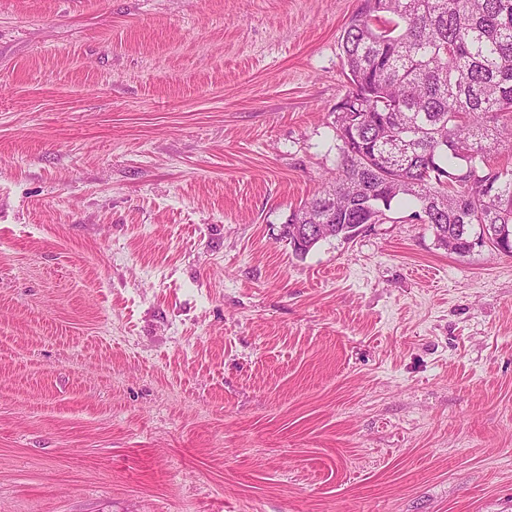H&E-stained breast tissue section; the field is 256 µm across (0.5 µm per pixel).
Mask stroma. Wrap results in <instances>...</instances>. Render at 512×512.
Segmentation results:
<instances>
[{"label": "stroma", "instance_id": "35a3bbf8", "mask_svg": "<svg viewBox=\"0 0 512 512\" xmlns=\"http://www.w3.org/2000/svg\"><path fill=\"white\" fill-rule=\"evenodd\" d=\"M361 0H0V512H512V256L295 257Z\"/></svg>", "mask_w": 512, "mask_h": 512}]
</instances>
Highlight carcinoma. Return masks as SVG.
Returning a JSON list of instances; mask_svg holds the SVG:
<instances>
[{
	"label": "carcinoma",
	"instance_id": "cac0c4a2",
	"mask_svg": "<svg viewBox=\"0 0 512 512\" xmlns=\"http://www.w3.org/2000/svg\"><path fill=\"white\" fill-rule=\"evenodd\" d=\"M341 48L352 111L336 113V179L282 225L293 254L329 208L351 239L408 197L438 246L463 255L476 227L511 256L512 170L490 153L512 144V0H362Z\"/></svg>",
	"mask_w": 512,
	"mask_h": 512
}]
</instances>
